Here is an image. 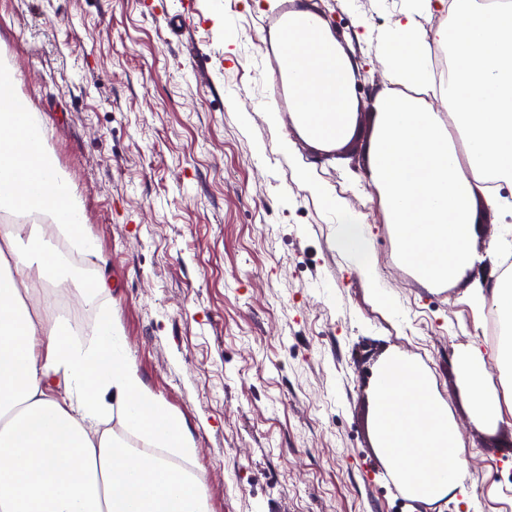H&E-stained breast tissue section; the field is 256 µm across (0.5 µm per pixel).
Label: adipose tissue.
<instances>
[{"mask_svg": "<svg viewBox=\"0 0 512 512\" xmlns=\"http://www.w3.org/2000/svg\"><path fill=\"white\" fill-rule=\"evenodd\" d=\"M455 2L454 21L428 31L420 14L445 0H412L380 36L391 87L377 103L369 172L404 263L427 285L467 282L475 319L491 311L503 325L495 350L468 343L456 353L470 418L488 429L512 421V277L494 267L497 252L512 248V226L486 254L474 245L479 208L512 212V201L491 188L512 182V10ZM435 45L453 56L444 117L412 95L432 83ZM284 61L294 123L318 145L345 146L356 126L355 69L317 15L291 13ZM320 200L339 215L337 250L373 278L365 225L343 203ZM0 208L48 211L83 234V203L56 167L41 113L3 60ZM55 272L40 225L0 234V512H207L195 475L130 448L108 428L116 420L179 455L195 452L184 423L143 387L120 324L104 316L101 345L84 350L65 319L27 304L26 280Z\"/></svg>", "mask_w": 512, "mask_h": 512, "instance_id": "adipose-tissue-1", "label": "adipose tissue"}]
</instances>
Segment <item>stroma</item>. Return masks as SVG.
<instances>
[{"mask_svg":"<svg viewBox=\"0 0 512 512\" xmlns=\"http://www.w3.org/2000/svg\"><path fill=\"white\" fill-rule=\"evenodd\" d=\"M403 0H198L187 31L142 0H0V58L41 112L85 207L87 297L112 311L143 385L187 425L209 512H512V427L477 430L454 353L485 340L465 284L429 287L399 253L369 175L379 37ZM339 23L357 132L310 143L277 111L258 44L282 9ZM289 154H282L281 144ZM370 227L375 282L334 243ZM395 348L431 372L467 444V501L416 502L372 448L368 390ZM299 171L300 180L312 190L316 197L327 207L336 209L339 214V224L336 227V249L348 253L357 258V267L360 274L368 281L373 280L374 262L369 251V240L367 238L365 224L352 213L346 210L343 203L333 200L322 193L311 179V172L308 168L295 163Z\"/></svg>","mask_w":512,"mask_h":512,"instance_id":"obj_1","label":"stroma"}]
</instances>
